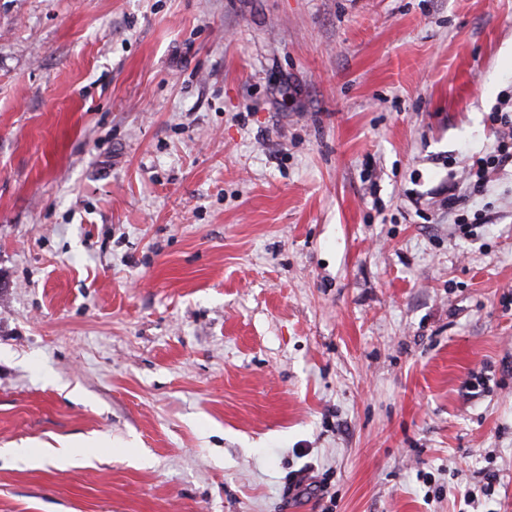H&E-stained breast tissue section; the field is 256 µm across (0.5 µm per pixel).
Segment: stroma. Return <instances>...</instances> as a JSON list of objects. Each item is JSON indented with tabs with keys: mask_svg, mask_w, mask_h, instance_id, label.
I'll use <instances>...</instances> for the list:
<instances>
[{
	"mask_svg": "<svg viewBox=\"0 0 512 512\" xmlns=\"http://www.w3.org/2000/svg\"><path fill=\"white\" fill-rule=\"evenodd\" d=\"M510 96L512 0H0V512H512ZM492 113L493 121L499 122L501 128L508 129V132L503 131L500 134L493 151L486 156L484 167L469 170L468 181L474 194L482 192L489 169L496 170L498 167L506 166L509 162L512 164V116L509 117L508 113H502V109L500 112Z\"/></svg>",
	"mask_w": 512,
	"mask_h": 512,
	"instance_id": "1",
	"label": "stroma"
}]
</instances>
